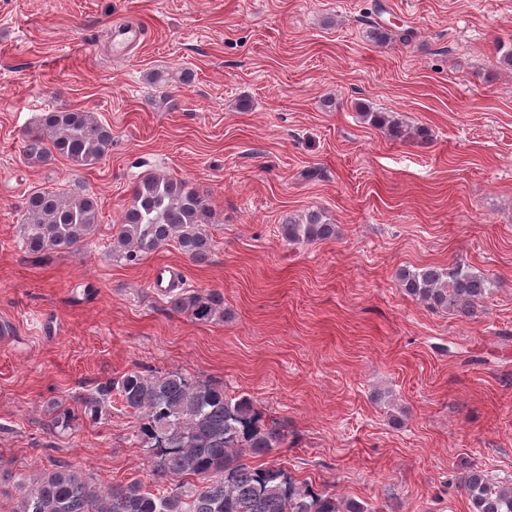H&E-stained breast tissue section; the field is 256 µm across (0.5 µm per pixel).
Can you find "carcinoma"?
<instances>
[{"instance_id":"cac0c4a2","label":"carcinoma","mask_w":512,"mask_h":512,"mask_svg":"<svg viewBox=\"0 0 512 512\" xmlns=\"http://www.w3.org/2000/svg\"><path fill=\"white\" fill-rule=\"evenodd\" d=\"M379 43L408 41L404 29L391 34L375 22ZM372 124L394 138L401 124L378 112ZM112 146V129L82 108L42 115L24 135L27 162L46 164L54 156L80 168L101 163ZM20 240L30 255L71 252L87 245L99 224L97 198L82 188L41 190L25 201ZM216 214L208 195L187 181L150 173L136 181L130 201L113 225L112 260L134 265L174 242L189 260L208 261L209 225ZM288 242L312 243L336 236V225L321 210L290 216L281 224ZM396 279L426 307L476 314L493 283L459 264L447 268H401ZM171 308L199 323L224 317V297L210 291L166 290ZM136 418L135 438L147 452L148 481L132 479L107 489L89 473L66 462L33 476L0 468V487L13 486L12 512H367L355 501L339 502L293 479L281 468L253 466L250 458L269 454L284 440L276 427L260 422L253 401L224 393V384L194 379L181 371H128L84 397L80 411L50 404L52 431L65 434L80 419L96 423L109 415L112 398ZM471 512H512V487L496 485L477 466L463 477Z\"/></svg>"}]
</instances>
